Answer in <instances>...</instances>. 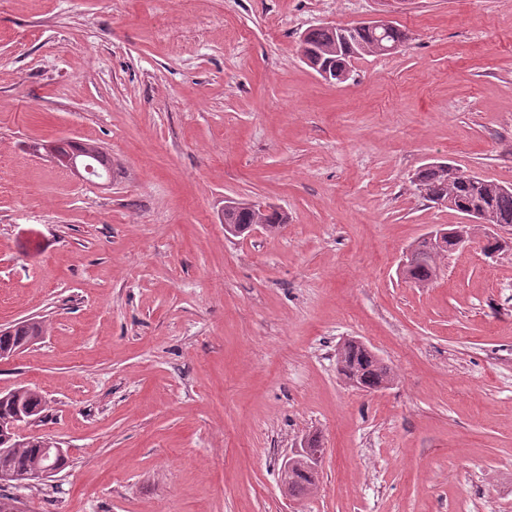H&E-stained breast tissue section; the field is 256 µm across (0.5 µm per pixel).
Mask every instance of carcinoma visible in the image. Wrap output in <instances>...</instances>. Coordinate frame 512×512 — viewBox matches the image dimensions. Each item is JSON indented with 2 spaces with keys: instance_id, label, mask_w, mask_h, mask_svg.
Wrapping results in <instances>:
<instances>
[{
  "instance_id": "cac0c4a2",
  "label": "carcinoma",
  "mask_w": 512,
  "mask_h": 512,
  "mask_svg": "<svg viewBox=\"0 0 512 512\" xmlns=\"http://www.w3.org/2000/svg\"><path fill=\"white\" fill-rule=\"evenodd\" d=\"M379 35L380 32L363 23L346 27L319 25L304 32L300 49L315 65L316 71L326 68L329 79L344 83L349 78V65L354 57L377 52V43L380 41L386 44L407 41V34L395 25L385 38L381 39ZM447 168L448 165L444 163H433L415 173L424 191L423 198L434 203L446 200L457 210L480 203L491 211L496 223L512 224V189L501 188L492 181L465 173L450 182L445 176ZM256 219V212L247 205L224 211V223L235 225L238 234L248 231L249 226L256 223ZM445 253L447 250L426 242L418 244L414 257L406 268L405 278L420 285L433 281L436 278V259ZM41 332L42 327L34 326L29 330L20 329L0 334V350L6 347L15 351L26 347L30 338L40 335ZM341 374L347 380L360 377L362 383L373 390H379L391 381L389 367L355 340L347 341L342 347ZM18 403L44 412L43 398L32 389L19 396L14 394L10 398H0V419L10 415ZM42 454L43 438H33L24 447L14 449L7 457H0V468L27 471L42 459ZM306 464L305 456L293 461L292 473L289 475V494L300 495L315 484L314 474L307 471Z\"/></svg>"
}]
</instances>
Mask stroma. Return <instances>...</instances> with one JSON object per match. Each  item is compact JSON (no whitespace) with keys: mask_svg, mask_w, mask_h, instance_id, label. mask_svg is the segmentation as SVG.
<instances>
[{"mask_svg":"<svg viewBox=\"0 0 512 512\" xmlns=\"http://www.w3.org/2000/svg\"><path fill=\"white\" fill-rule=\"evenodd\" d=\"M386 18L389 55L323 79L313 25ZM93 142L112 184L38 150ZM512 184V0H0V359L36 389L60 473L24 512H512V226L438 261L407 250L460 213L412 178ZM288 215L224 231V203ZM393 375L365 392L337 352ZM318 437L313 489L279 469ZM445 253H448V249H438L427 242L419 243L413 259L406 268L405 278L420 285L433 281L437 277L436 259ZM13 326L14 324L3 329L1 327L0 331L1 333L12 331ZM30 329L31 330L20 329L15 330L14 333H4L3 335L0 334V350L4 349V347L13 350L11 352L1 351V359L3 357L13 356L16 353L15 350L28 346L31 336H40L42 332L41 326H34ZM362 343L349 340L342 347V368L340 373L345 379L353 380L361 374L362 383L373 390L385 388L391 381L390 369Z\"/></svg>","mask_w":512,"mask_h":512,"instance_id":"35a3bbf8","label":"stroma"}]
</instances>
